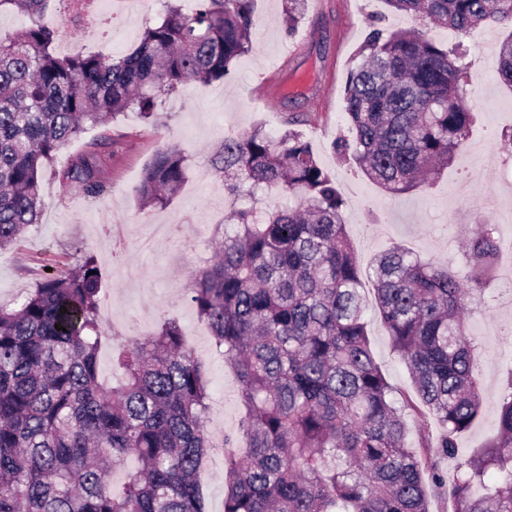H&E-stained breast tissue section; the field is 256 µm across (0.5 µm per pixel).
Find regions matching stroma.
Returning a JSON list of instances; mask_svg holds the SVG:
<instances>
[{
	"mask_svg": "<svg viewBox=\"0 0 512 512\" xmlns=\"http://www.w3.org/2000/svg\"><path fill=\"white\" fill-rule=\"evenodd\" d=\"M164 0H107L72 17L61 0L44 16L58 28L60 54L95 52L106 57L126 53L144 28L162 12ZM253 50L239 58L223 80L189 83L167 102L155 124L136 118L93 128L88 138L106 137L118 146L103 169L106 191L86 196L75 184L63 185L44 173L40 192L43 222L14 246L0 251V301L20 299L52 258L62 252L93 254L103 274V303L115 318L107 329L130 335V319L142 333L153 332L167 318L178 319L186 346L201 355L211 403L224 415V431L238 433L244 408L231 365L213 350L186 290L195 270L213 257L214 237L226 221L224 180L211 161L227 132L260 126L275 134L288 115L304 113L303 127L321 164L348 201L343 213L347 234L361 266L391 247L463 270L464 240L477 220L497 222L498 209L512 207V141L500 132L512 128V87L487 60L477 42L490 34L500 43L511 30L476 28L463 39L448 30L431 34L445 44L462 41L478 84L466 93L476 105L472 131L455 161L432 188L391 194L362 176L355 165L339 161L331 144L345 129L344 86L358 52L373 29L413 28V20L392 11L384 0H307L295 33L283 21L282 0H256ZM179 145L189 157L188 178L165 207L139 212L135 189L154 153L164 144ZM365 320L376 362L389 383L404 393L410 378L393 351L377 314L371 282H364ZM469 328L480 348L482 418L458 440V457L484 446L496 432V408L512 372V293L498 281L475 295Z\"/></svg>",
	"mask_w": 512,
	"mask_h": 512,
	"instance_id": "1",
	"label": "stroma"
}]
</instances>
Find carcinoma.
<instances>
[{
  "mask_svg": "<svg viewBox=\"0 0 512 512\" xmlns=\"http://www.w3.org/2000/svg\"><path fill=\"white\" fill-rule=\"evenodd\" d=\"M49 0H0L29 24L0 31V249L41 223L39 181L89 126L128 113L151 123L190 82L224 79L252 49L253 0H166L128 53L60 55L44 22ZM423 23L387 36L370 32L344 90L349 135L332 143L341 160L389 193L428 187L464 146L476 76L462 45L438 43L428 25L459 34L512 25V0H386ZM306 0H285L288 32ZM498 75L512 86V36L499 45ZM292 114L277 137L255 128L224 139V201L235 220L219 255L195 271L189 301L239 381L240 435L224 437L221 512H430L449 489L451 512H512V374L496 433L456 466L458 438L482 412L479 354L467 301L493 278L498 227L480 221L460 274L400 247L364 271L348 239L346 200ZM91 196L105 184L97 155L56 171ZM187 156L167 145L136 188L139 211L164 206L183 185ZM278 189L288 208L257 207ZM35 281L16 308L0 303V512H211L198 475L214 449L206 427L209 384L181 326L112 338V381L100 350L102 272L86 254ZM412 392L402 399L375 361L364 319L362 278ZM66 331H61V328ZM427 412L437 440L406 411ZM135 465L116 485L112 467Z\"/></svg>",
  "mask_w": 512,
  "mask_h": 512,
  "instance_id": "obj_1",
  "label": "carcinoma"
}]
</instances>
